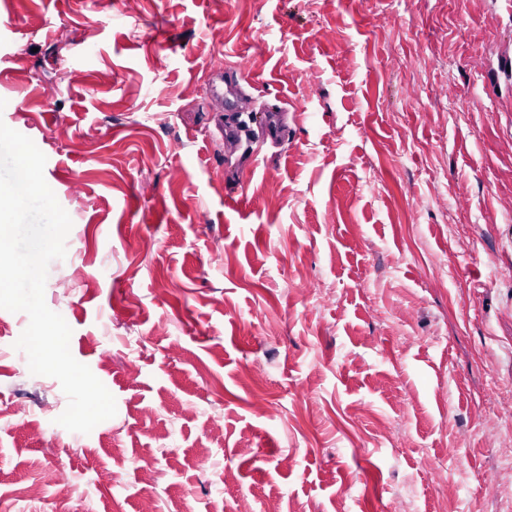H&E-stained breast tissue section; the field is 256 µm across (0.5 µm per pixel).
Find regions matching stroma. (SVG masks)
Returning a JSON list of instances; mask_svg holds the SVG:
<instances>
[{"instance_id":"obj_1","label":"stroma","mask_w":512,"mask_h":512,"mask_svg":"<svg viewBox=\"0 0 512 512\" xmlns=\"http://www.w3.org/2000/svg\"><path fill=\"white\" fill-rule=\"evenodd\" d=\"M218 57L283 110L249 160ZM511 60L512 0H0V121L73 222L45 302L117 408L62 430L0 310V512H141L146 469L156 512H497Z\"/></svg>"}]
</instances>
